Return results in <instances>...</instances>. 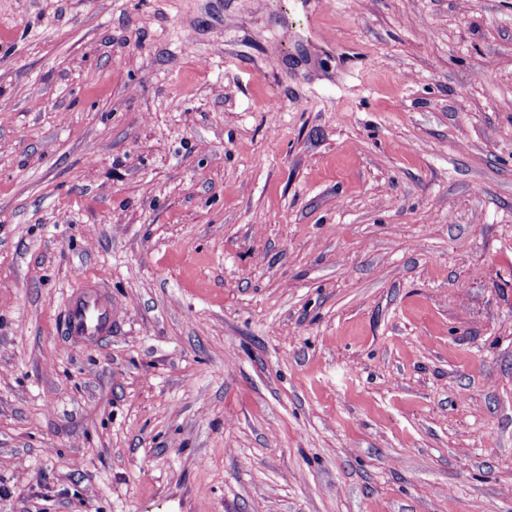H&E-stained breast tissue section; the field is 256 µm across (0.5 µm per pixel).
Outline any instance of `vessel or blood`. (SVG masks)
<instances>
[{"label": "vessel or blood", "mask_w": 512, "mask_h": 512, "mask_svg": "<svg viewBox=\"0 0 512 512\" xmlns=\"http://www.w3.org/2000/svg\"><path fill=\"white\" fill-rule=\"evenodd\" d=\"M106 279V274H99L96 283L71 294L61 328L71 343L93 348L110 336L116 308L104 292Z\"/></svg>", "instance_id": "obj_1"}]
</instances>
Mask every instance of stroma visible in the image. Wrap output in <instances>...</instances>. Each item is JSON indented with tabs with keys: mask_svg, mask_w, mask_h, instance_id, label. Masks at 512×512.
<instances>
[{
	"mask_svg": "<svg viewBox=\"0 0 512 512\" xmlns=\"http://www.w3.org/2000/svg\"><path fill=\"white\" fill-rule=\"evenodd\" d=\"M0 512H512V0H0ZM98 279L72 292L61 328L71 343L85 348L96 347L110 336L116 317L112 299L103 291L109 278L101 273Z\"/></svg>",
	"mask_w": 512,
	"mask_h": 512,
	"instance_id": "35a3bbf8",
	"label": "stroma"
}]
</instances>
